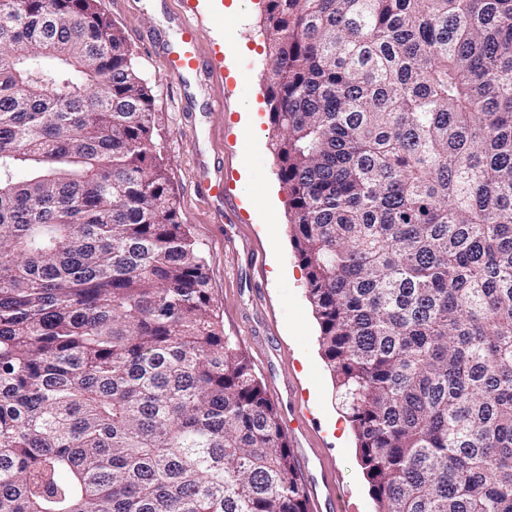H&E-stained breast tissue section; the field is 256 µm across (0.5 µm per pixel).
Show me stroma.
I'll return each instance as SVG.
<instances>
[{
  "label": "stroma",
  "instance_id": "obj_1",
  "mask_svg": "<svg viewBox=\"0 0 512 512\" xmlns=\"http://www.w3.org/2000/svg\"><path fill=\"white\" fill-rule=\"evenodd\" d=\"M125 34L153 99L154 138L167 169L180 220L206 260L216 314L226 335L249 358L282 423L303 421V443L332 472L342 512H375L356 440L322 356L319 325L307 297L305 272L289 230L288 194L277 176L273 145L282 132L267 103L265 0H223V16H197L200 50L223 38L230 53L224 76L185 81L164 73L151 44L176 41L181 0H98ZM254 107L263 134L240 132ZM221 161L233 203L219 214L201 196L198 164Z\"/></svg>",
  "mask_w": 512,
  "mask_h": 512
}]
</instances>
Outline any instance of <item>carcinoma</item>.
Segmentation results:
<instances>
[{
    "label": "carcinoma",
    "instance_id": "obj_1",
    "mask_svg": "<svg viewBox=\"0 0 512 512\" xmlns=\"http://www.w3.org/2000/svg\"><path fill=\"white\" fill-rule=\"evenodd\" d=\"M263 26L376 512H512V0H267ZM155 123L97 0H0V512H310Z\"/></svg>",
    "mask_w": 512,
    "mask_h": 512
}]
</instances>
